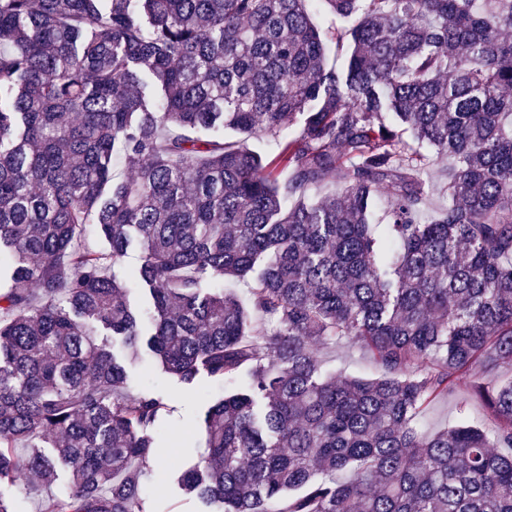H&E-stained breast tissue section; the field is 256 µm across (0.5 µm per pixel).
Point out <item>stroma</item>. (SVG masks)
I'll return each mask as SVG.
<instances>
[{
	"mask_svg": "<svg viewBox=\"0 0 512 512\" xmlns=\"http://www.w3.org/2000/svg\"><path fill=\"white\" fill-rule=\"evenodd\" d=\"M320 357L327 368L341 375L370 377L377 372L368 352L355 343L343 342L325 348ZM127 375L131 392L153 393L170 407L165 418L166 432L145 477L144 495L151 512H205L201 501L182 494L174 476L185 461L195 456L197 446L203 442L202 419L209 400L222 398L230 391V384L202 379L201 384L209 395L204 401L177 385L154 359L146 358L129 367ZM463 410L484 427H492L488 409L466 379L460 380L452 393L424 408L421 425L432 432L453 426Z\"/></svg>",
	"mask_w": 512,
	"mask_h": 512,
	"instance_id": "1",
	"label": "stroma"
}]
</instances>
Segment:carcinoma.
Wrapping results in <instances>:
<instances>
[{
	"label": "carcinoma",
	"mask_w": 512,
	"mask_h": 512,
	"mask_svg": "<svg viewBox=\"0 0 512 512\" xmlns=\"http://www.w3.org/2000/svg\"><path fill=\"white\" fill-rule=\"evenodd\" d=\"M312 2L0 0V484L70 468L40 512H147L168 404L107 336L186 390L242 381L181 471L208 512H512V381L479 387L490 432L416 424L512 368V0H322L355 21L325 32ZM423 147L450 160L428 221ZM341 339L379 374L327 372Z\"/></svg>",
	"instance_id": "1"
}]
</instances>
